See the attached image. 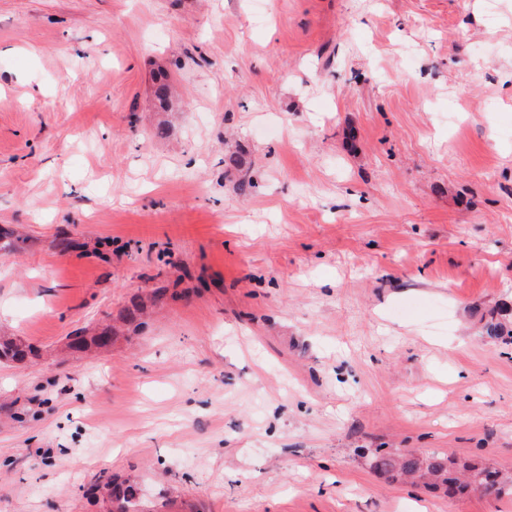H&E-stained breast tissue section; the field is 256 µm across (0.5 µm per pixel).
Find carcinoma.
Masks as SVG:
<instances>
[{"mask_svg": "<svg viewBox=\"0 0 512 512\" xmlns=\"http://www.w3.org/2000/svg\"><path fill=\"white\" fill-rule=\"evenodd\" d=\"M372 463L381 475L392 479L407 478L427 488L441 489L450 497L474 490L487 497L499 498L512 489V475L482 464L465 463L459 468L457 462L438 452L420 455L414 451L392 453L377 448ZM103 489L116 512H141L135 482H106Z\"/></svg>", "mask_w": 512, "mask_h": 512, "instance_id": "1", "label": "carcinoma"}]
</instances>
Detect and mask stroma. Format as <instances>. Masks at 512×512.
Returning a JSON list of instances; mask_svg holds the SVG:
<instances>
[{
	"label": "stroma",
	"mask_w": 512,
	"mask_h": 512,
	"mask_svg": "<svg viewBox=\"0 0 512 512\" xmlns=\"http://www.w3.org/2000/svg\"><path fill=\"white\" fill-rule=\"evenodd\" d=\"M254 2L0 0V512H512V0ZM373 468L388 478H407L423 487L441 489L448 497L463 495L470 490L487 497L499 498L512 489V475L482 464L464 463L462 472L457 462L443 453L420 455L414 451L392 453L376 448ZM480 477L478 485L472 479ZM137 484L130 480L122 484L104 483L103 489L112 502L113 512H141L140 499L137 498Z\"/></svg>",
	"instance_id": "stroma-1"
}]
</instances>
